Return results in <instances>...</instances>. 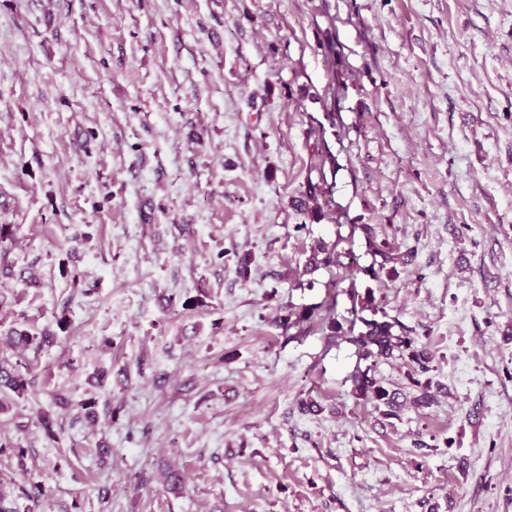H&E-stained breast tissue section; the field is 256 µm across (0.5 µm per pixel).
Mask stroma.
Segmentation results:
<instances>
[{
    "label": "stroma",
    "instance_id": "1",
    "mask_svg": "<svg viewBox=\"0 0 512 512\" xmlns=\"http://www.w3.org/2000/svg\"><path fill=\"white\" fill-rule=\"evenodd\" d=\"M1 224L0 336L58 332L0 412L29 451L6 499L512 512V0H0ZM355 224L408 257L358 291L432 356L423 407L377 362L395 417L343 338L284 323L348 318L304 266L320 241L369 265Z\"/></svg>",
    "mask_w": 512,
    "mask_h": 512
}]
</instances>
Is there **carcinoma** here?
Instances as JSON below:
<instances>
[{"label": "carcinoma", "instance_id": "obj_1", "mask_svg": "<svg viewBox=\"0 0 512 512\" xmlns=\"http://www.w3.org/2000/svg\"><path fill=\"white\" fill-rule=\"evenodd\" d=\"M356 228L362 232L368 242L372 257L381 258V261L375 260L368 267H356V272H363L374 279L384 269L389 274L394 272L392 268L386 269V265L396 262L405 263V259L392 253L388 243L377 241V232L373 225L358 224ZM343 256H348V253L320 244L309 257L307 267L312 270L333 265L342 267L344 266L341 261ZM348 294L352 301L349 327H343V324L331 317L329 313L323 317L320 325L328 331V336L332 337L340 333L347 343L354 346L357 364L348 379L352 382L356 396L377 402L378 406L383 408V414L386 416L397 415L400 407L398 392L385 387L381 380L371 374V371L373 363L378 360L398 357L405 360L411 367L407 378L418 392V395L414 397L415 404L419 406L431 404L433 400V395L430 392L431 380L422 379V376L430 371V352L424 346L418 345L415 338L394 333L396 322L388 320V313L384 307L376 303L372 290L369 289L361 294L352 283ZM366 311L371 312V316H364ZM358 324L361 325L359 329L356 328ZM55 339V333L50 330H44L38 336L26 331H18L11 338V345L20 351L29 349L39 351L44 347L51 346ZM368 360L372 361V364L364 368L361 367V362ZM30 386L31 379L19 370L18 364L11 362L6 357L0 359L1 411L8 408L7 401L11 398H22L28 395Z\"/></svg>", "mask_w": 512, "mask_h": 512}]
</instances>
